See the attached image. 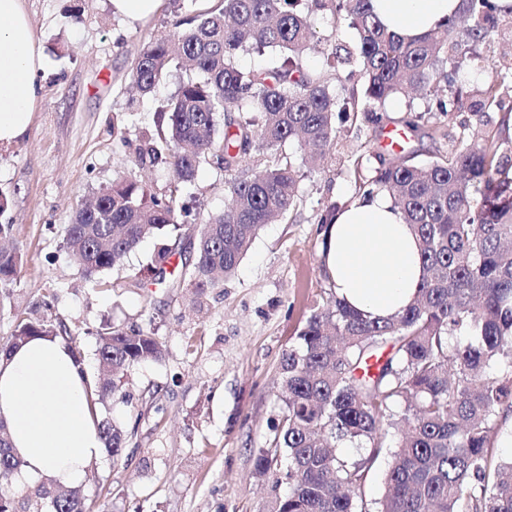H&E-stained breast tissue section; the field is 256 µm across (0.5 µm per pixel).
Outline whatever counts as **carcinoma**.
<instances>
[{
    "instance_id": "carcinoma-1",
    "label": "carcinoma",
    "mask_w": 512,
    "mask_h": 512,
    "mask_svg": "<svg viewBox=\"0 0 512 512\" xmlns=\"http://www.w3.org/2000/svg\"><path fill=\"white\" fill-rule=\"evenodd\" d=\"M301 2L216 0L136 50L132 77L145 95L174 61L202 80L179 86L136 149L137 166L171 169L165 189L115 182L66 225V247L84 275L123 264L148 236L180 231L185 187L207 163L227 176L225 205L199 225L189 279L199 290L214 288L234 274L265 224L274 217L290 222L304 205L302 174L279 154L287 143L323 158L336 118L356 130L363 121L378 125L386 101L409 89L444 117L501 107L493 82L477 91L481 100L468 101L470 78L462 70L467 58H479L473 46L499 30L495 0H460L454 16L414 40L389 31L371 0H308L335 23L349 18L356 30L354 43L331 48L319 69L302 64L311 32ZM267 48L288 56L266 69L236 65L239 53ZM341 70L349 94L342 104L329 91ZM254 151L269 153L270 161L249 175L245 161ZM375 158L370 172L349 161L356 194L385 190L394 198L418 238L423 283L411 304L380 323L337 298L311 311L281 361L283 408L269 447L254 456L258 474L288 484L267 512H512V461L492 452L500 411L512 409V155L490 135L425 164L400 152ZM342 208L337 201L323 206L316 223H332ZM171 256L165 246L154 255L159 285ZM20 263L16 249L0 247L1 289L13 284ZM36 336L73 343L62 321L21 319L0 353ZM97 336L104 374L93 379V404L123 398L128 367L164 355L140 329L109 325ZM385 346L390 356L376 357ZM396 403L404 405L400 416ZM99 428L112 456H121L126 427L105 417ZM391 429L400 438L371 510L366 487ZM362 441L369 447L354 459L337 453ZM20 466L0 420V477ZM24 508L87 512L80 490L43 485Z\"/></svg>"
}]
</instances>
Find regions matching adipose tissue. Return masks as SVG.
Returning a JSON list of instances; mask_svg holds the SVG:
<instances>
[{
    "label": "adipose tissue",
    "mask_w": 512,
    "mask_h": 512,
    "mask_svg": "<svg viewBox=\"0 0 512 512\" xmlns=\"http://www.w3.org/2000/svg\"><path fill=\"white\" fill-rule=\"evenodd\" d=\"M459 0H372L378 18L414 39L455 13ZM22 0H0V143L26 135L43 68ZM322 256L337 297L369 319H385L411 302L423 269L416 237L391 196H360L326 231ZM90 377L58 337H34L0 357V419L21 459L13 488L71 487L83 481L105 445L88 398Z\"/></svg>",
    "instance_id": "ef3b65f1"
}]
</instances>
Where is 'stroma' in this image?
<instances>
[{
  "label": "stroma",
  "mask_w": 512,
  "mask_h": 512,
  "mask_svg": "<svg viewBox=\"0 0 512 512\" xmlns=\"http://www.w3.org/2000/svg\"><path fill=\"white\" fill-rule=\"evenodd\" d=\"M210 0H186L173 10L161 0L152 16L132 21L114 14L109 0H22L44 68L39 99L27 134L0 144V190L9 203L0 223L13 227L21 271L0 296V346L17 318H59L97 376V332L105 320L149 331L163 345L162 360L141 362L125 373V399L101 408L130 432L120 459L93 464L80 489L92 512H267L286 484L254 474L253 451L265 447L281 415L277 381L285 350L313 306L329 301L330 284L320 270L324 230L315 216L331 201L348 202L355 187L345 168L313 166L296 144H287L302 174L305 203L294 223L266 225L223 285L200 292L181 276L191 261L189 240L154 235L144 239L127 264L83 278L64 240L77 206L113 181L129 178L153 190L170 178L165 167L134 163L140 127L151 124L158 105L189 77L171 64L155 91L136 96L134 51L144 40L168 35L178 18L207 9ZM312 48L305 66L320 67L333 43L348 44L355 32L312 12ZM382 125L362 124L359 134L340 132L336 149L373 166L384 128H403L405 112L424 110V97L394 100ZM502 112H460L433 117L408 132L406 154L430 160L499 132ZM127 146H117L118 136ZM187 200L204 212L224 208V173L201 165ZM174 255L166 270L174 287L155 284L150 270L161 244ZM140 278L137 288L126 282ZM52 303L41 308L42 300Z\"/></svg>",
  "instance_id": "stroma-1"
}]
</instances>
